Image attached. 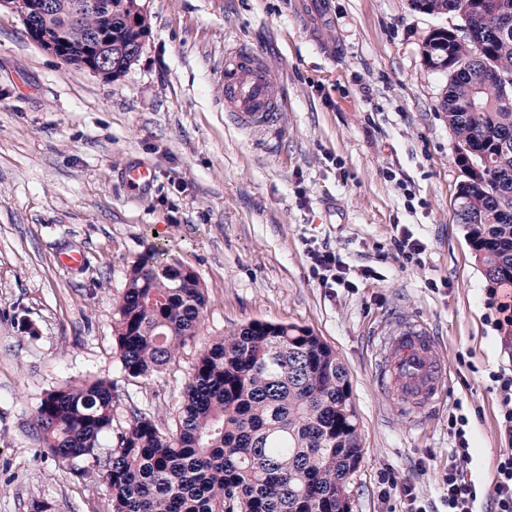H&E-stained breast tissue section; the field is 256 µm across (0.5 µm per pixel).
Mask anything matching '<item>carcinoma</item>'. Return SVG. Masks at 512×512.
<instances>
[{
    "instance_id": "carcinoma-1",
    "label": "carcinoma",
    "mask_w": 512,
    "mask_h": 512,
    "mask_svg": "<svg viewBox=\"0 0 512 512\" xmlns=\"http://www.w3.org/2000/svg\"><path fill=\"white\" fill-rule=\"evenodd\" d=\"M112 2V44L139 36L128 24L136 0ZM503 0H410L458 24L437 28L425 43L427 64L448 73L442 108L456 141L486 167L459 186L458 222L486 278L512 287V27L495 17ZM102 26L86 12L67 31L63 59L83 55ZM469 28L482 53L464 37ZM206 306L198 274L163 248L131 265L112 333L125 375L148 380L195 337ZM112 382L73 379L48 391L30 424L42 448L61 462L92 460L110 489L112 512H344V494L362 459L348 372L335 352L297 324L251 321L196 360L176 428L132 414L107 456Z\"/></svg>"
}]
</instances>
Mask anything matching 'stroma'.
<instances>
[{"label": "stroma", "instance_id": "obj_1", "mask_svg": "<svg viewBox=\"0 0 512 512\" xmlns=\"http://www.w3.org/2000/svg\"><path fill=\"white\" fill-rule=\"evenodd\" d=\"M149 35L122 76L62 62L0 12V512H109L94 476L44 457L29 424L70 378L116 385L113 429L132 411L174 427L203 349L253 320L294 323L349 374L363 457L351 512H406L402 484L428 512L468 418L469 468L484 483L512 449L494 376L512 374L496 298L456 219L462 179L442 109L445 73L430 33L453 16L409 0H145ZM258 50L278 73L277 124L253 135L224 110L225 48ZM153 169L145 193L126 167ZM421 240L399 256L401 231ZM326 244L357 274L321 286L307 258ZM170 249L199 275L207 305L195 339L151 380L128 378L112 338L130 265ZM81 252L82 266H62ZM411 321L447 354L449 392L412 424L374 385L379 336Z\"/></svg>", "mask_w": 512, "mask_h": 512}]
</instances>
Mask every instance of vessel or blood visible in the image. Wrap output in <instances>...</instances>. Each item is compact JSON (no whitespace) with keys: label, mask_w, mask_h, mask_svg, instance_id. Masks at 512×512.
Here are the masks:
<instances>
[{"label":"vessel or blood","mask_w":512,"mask_h":512,"mask_svg":"<svg viewBox=\"0 0 512 512\" xmlns=\"http://www.w3.org/2000/svg\"><path fill=\"white\" fill-rule=\"evenodd\" d=\"M222 79L224 109L241 129L262 134L274 127L282 107L276 93L280 77L256 50L243 44L226 49ZM125 179L129 189L141 192L152 187L155 176L151 169L132 164ZM372 377L379 388L391 391L399 411L409 418L447 395L446 364L436 340L412 322L380 337Z\"/></svg>","instance_id":"b4317fda"}]
</instances>
